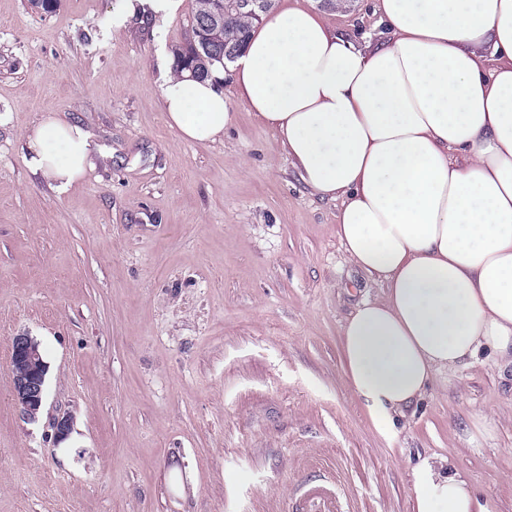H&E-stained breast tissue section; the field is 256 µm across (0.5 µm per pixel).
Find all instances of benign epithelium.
Segmentation results:
<instances>
[{"mask_svg":"<svg viewBox=\"0 0 512 512\" xmlns=\"http://www.w3.org/2000/svg\"><path fill=\"white\" fill-rule=\"evenodd\" d=\"M10 366L14 400L24 417L34 419L45 400L48 364L40 344L29 334L20 332L10 338ZM72 424L73 418L68 412L53 419L57 441L69 436Z\"/></svg>","mask_w":512,"mask_h":512,"instance_id":"7a95c632","label":"benign epithelium"}]
</instances>
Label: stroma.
Masks as SVG:
<instances>
[{"label":"stroma","instance_id":"35a3bbf8","mask_svg":"<svg viewBox=\"0 0 512 512\" xmlns=\"http://www.w3.org/2000/svg\"><path fill=\"white\" fill-rule=\"evenodd\" d=\"M309 1L356 41L388 37L366 0L272 6ZM193 7L0 0V512H415L413 467L447 452L512 512V370L487 351L435 373L380 433L340 333L384 290L347 261L337 202L303 184L232 81L222 140L167 125L165 57ZM48 114L105 151L63 195L26 162ZM19 332L49 366L33 420L12 396Z\"/></svg>","mask_w":512,"mask_h":512}]
</instances>
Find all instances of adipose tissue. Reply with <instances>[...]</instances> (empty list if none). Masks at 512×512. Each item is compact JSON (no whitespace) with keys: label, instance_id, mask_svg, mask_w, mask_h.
<instances>
[{"label":"adipose tissue","instance_id":"adipose-tissue-1","mask_svg":"<svg viewBox=\"0 0 512 512\" xmlns=\"http://www.w3.org/2000/svg\"><path fill=\"white\" fill-rule=\"evenodd\" d=\"M388 39L361 46L311 6L252 26L231 68L168 77V126L222 138L246 111L278 135L302 182L339 202L349 263L384 295L341 327L344 371L375 427L420 398L433 373L489 350L512 366V0H374ZM27 164L60 194L93 164L92 133L43 117ZM415 512H498L450 456L412 471Z\"/></svg>","mask_w":512,"mask_h":512}]
</instances>
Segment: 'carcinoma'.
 Segmentation results:
<instances>
[{"label": "carcinoma", "instance_id": "cac0c4a2", "mask_svg": "<svg viewBox=\"0 0 512 512\" xmlns=\"http://www.w3.org/2000/svg\"><path fill=\"white\" fill-rule=\"evenodd\" d=\"M234 2L235 0H195V8L189 20V38L174 52L175 74L189 71L202 78L208 75L212 62L224 60L227 53L244 40L252 24L259 21V18L246 9L233 7ZM222 6L225 7L222 32L204 39V35L210 32L211 14Z\"/></svg>", "mask_w": 512, "mask_h": 512}]
</instances>
